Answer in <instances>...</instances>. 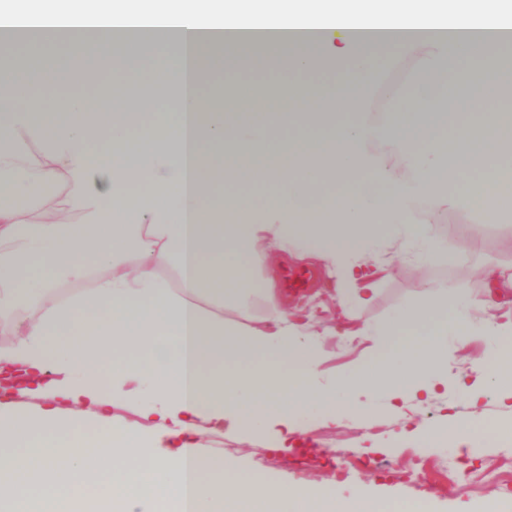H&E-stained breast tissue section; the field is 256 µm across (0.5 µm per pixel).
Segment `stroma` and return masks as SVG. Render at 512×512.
<instances>
[{
	"mask_svg": "<svg viewBox=\"0 0 512 512\" xmlns=\"http://www.w3.org/2000/svg\"><path fill=\"white\" fill-rule=\"evenodd\" d=\"M336 70L313 71L272 67L258 71L245 66L206 76L205 85H227L244 91L335 80ZM443 241L441 253L421 261L416 247L401 237L377 241L359 258L374 290L371 303L341 304L336 293L337 275L332 267L318 264V279L300 298L280 297L290 322L303 324L319 335L317 380L329 385L352 374L376 346V337L358 336V329L383 325L402 307L423 301L428 287L451 286L467 304L473 322L491 315L512 313V295L504 296L496 310L483 308L487 269L512 265V223L483 224L476 214L451 209L434 227ZM467 242L465 259L456 256L460 242ZM494 341L475 336L467 344L449 340L444 358L448 383L429 402L406 395L391 406L385 387H378L371 412L364 417L339 411L335 421L320 416L319 405L299 414L302 431L289 434L288 445L276 447L274 436H260L218 425L203 432L205 450L236 458L235 479L245 482L255 473L266 475L271 487L300 486L318 493H337L353 499L356 512L373 507L406 506L429 502L431 512H512V433L502 426L512 424V409L502 406L495 388H485L479 401H471L462 381L472 377L477 360L495 353ZM477 418L480 452L468 455L450 435L451 427ZM430 432L435 443L426 448L408 435L410 426ZM497 436H488V429ZM304 449L309 459L297 469L293 456ZM424 469V480L415 484L408 475L415 466ZM488 472L483 488L472 486L473 471Z\"/></svg>",
	"mask_w": 512,
	"mask_h": 512,
	"instance_id": "obj_1",
	"label": "stroma"
}]
</instances>
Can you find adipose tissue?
Returning a JSON list of instances; mask_svg holds the SVG:
<instances>
[{"instance_id": "ef3b65f1", "label": "adipose tissue", "mask_w": 512, "mask_h": 512, "mask_svg": "<svg viewBox=\"0 0 512 512\" xmlns=\"http://www.w3.org/2000/svg\"><path fill=\"white\" fill-rule=\"evenodd\" d=\"M510 25L506 0H0V28L30 31L24 70L0 69V323L22 325L0 348V512H353L259 473L229 494L233 462L204 456V425L282 437L304 403L337 411L335 392L313 384L314 333L289 323L272 283L261 326L226 327L224 299L249 297L247 267L272 247L303 248L352 283L376 236L399 231L432 252L448 209L486 224L511 212L512 41L469 37ZM58 45L117 79L159 62L171 73L104 122L100 99L42 62ZM380 50L412 59L417 79L376 84ZM230 54L338 77L284 88L281 138L254 96L213 110L225 92L202 78ZM451 83L464 91L447 111H418ZM46 90L59 111L40 106ZM375 95L390 111L366 109ZM140 110L163 116L139 124ZM221 180L238 192L209 199ZM258 183L279 190L258 204L243 191ZM252 209L261 223L240 220ZM377 334L386 346L350 383L428 398L446 384L449 339L497 341L512 321L472 328L440 292ZM472 372V398L490 384L512 409L511 354Z\"/></svg>"}]
</instances>
